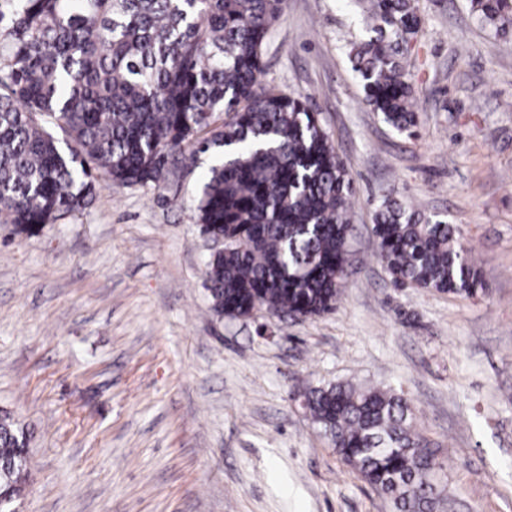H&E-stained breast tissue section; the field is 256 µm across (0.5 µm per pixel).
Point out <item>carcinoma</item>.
<instances>
[{"instance_id": "cac0c4a2", "label": "carcinoma", "mask_w": 512, "mask_h": 512, "mask_svg": "<svg viewBox=\"0 0 512 512\" xmlns=\"http://www.w3.org/2000/svg\"><path fill=\"white\" fill-rule=\"evenodd\" d=\"M284 0H0V224L32 236L88 206L98 178L158 187L176 161L224 156L196 206L208 240L206 288L218 316L312 318L335 309L348 263L351 181L297 97L264 84L261 58ZM485 24L512 30V0H471ZM370 35L352 68L368 103L413 134L403 64L419 31L411 0H371ZM377 258L397 287L474 295L479 280L459 227L397 199L379 206ZM303 406L336 454L393 512H436L426 478L442 469L401 394L336 384ZM29 433L0 410V494L29 478Z\"/></svg>"}]
</instances>
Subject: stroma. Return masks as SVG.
<instances>
[{"mask_svg":"<svg viewBox=\"0 0 512 512\" xmlns=\"http://www.w3.org/2000/svg\"><path fill=\"white\" fill-rule=\"evenodd\" d=\"M415 5V136L351 69L368 0H285L262 57V81L318 113L351 179L332 312L213 314L204 154L157 188L99 179L38 235L0 224V409L30 432L20 512H392L299 405L336 383L404 393L445 512H512V33L471 0ZM389 196L458 225L486 293L394 287L372 230Z\"/></svg>","mask_w":512,"mask_h":512,"instance_id":"obj_1","label":"stroma"}]
</instances>
